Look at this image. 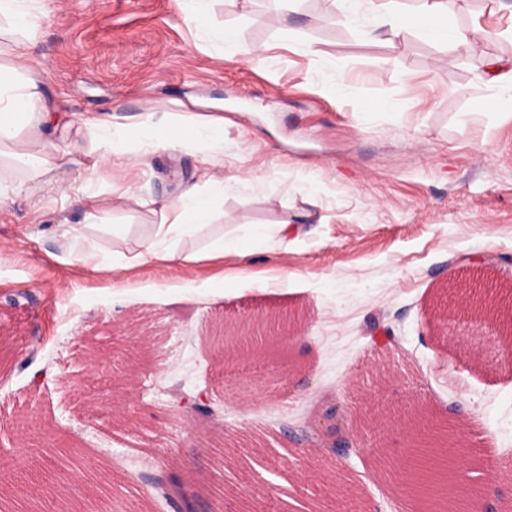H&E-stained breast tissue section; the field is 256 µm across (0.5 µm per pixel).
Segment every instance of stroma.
<instances>
[{
  "label": "stroma",
  "instance_id": "35a3bbf8",
  "mask_svg": "<svg viewBox=\"0 0 512 512\" xmlns=\"http://www.w3.org/2000/svg\"><path fill=\"white\" fill-rule=\"evenodd\" d=\"M29 48L54 122L59 169L0 203V512H159L145 495L169 463L201 495L208 447L236 451L224 512H336L337 484L362 512H413L380 470L416 425L456 421L469 471L493 466L488 512L512 501V320L476 315L448 289L487 279L512 291V100L488 64L512 58V0H450L448 23L495 31L458 49L371 15L338 22L329 0H214L207 26L186 0H39ZM241 46L226 50L219 32ZM344 93H337V86ZM388 109H381V102ZM146 112L224 121L215 221L249 252L187 268L151 262L104 287L79 256L61 260L53 224H80L86 179L104 197H177L201 183L192 149L94 165L79 120ZM309 217L281 252L263 224ZM295 313L300 338L225 367L219 322ZM206 393L213 414L183 418L175 395ZM354 446L331 456L337 424Z\"/></svg>",
  "mask_w": 512,
  "mask_h": 512
}]
</instances>
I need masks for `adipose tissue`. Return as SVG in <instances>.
I'll list each match as a JSON object with an SVG mask.
<instances>
[{
    "label": "adipose tissue",
    "mask_w": 512,
    "mask_h": 512,
    "mask_svg": "<svg viewBox=\"0 0 512 512\" xmlns=\"http://www.w3.org/2000/svg\"><path fill=\"white\" fill-rule=\"evenodd\" d=\"M37 0H0V20L5 21L15 35L9 63H0V157L11 161L14 171L23 174L22 188L33 192L41 179L56 167L44 146L43 134L53 121L43 101L39 85L25 71L28 50L36 35L34 23ZM336 14L346 23L354 22L358 7L375 15L377 28L391 38L404 28L402 14L393 8L379 9L374 0H333ZM448 0H420L411 21L422 34L443 38L449 44L464 48L481 34L480 29L461 30L447 26ZM88 135V155L96 162L111 163L117 158H140L144 149L161 147L178 151L190 146L208 151L224 140V122L180 115L174 112L145 113L136 124L112 122L111 118L92 117L85 121ZM206 190L187 186L170 201L131 199L128 192L105 200L93 188H85L79 199L86 221L82 224H57L53 231L65 254L88 239V230L96 228L125 241L124 249L112 252V259L99 267L105 281L121 277L131 267L145 262L168 265H189L202 260H223L224 256L246 257L247 251L235 240L221 237L201 244L203 231L212 226L215 214L214 197L223 195L224 178L212 169H204ZM157 215L158 223L149 225L145 234L131 236L126 224L98 225L97 220L109 206L126 202Z\"/></svg>",
    "instance_id": "ef3b65f1"
}]
</instances>
